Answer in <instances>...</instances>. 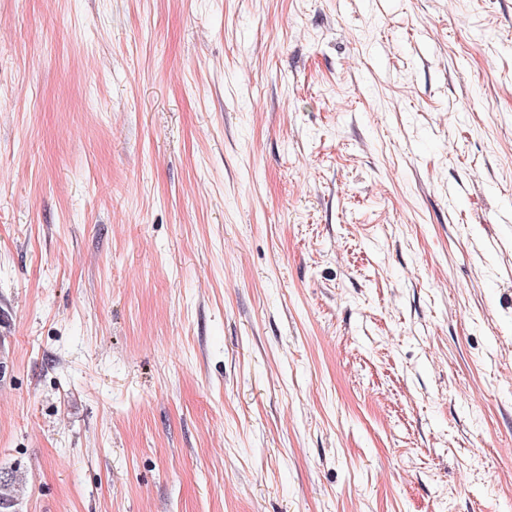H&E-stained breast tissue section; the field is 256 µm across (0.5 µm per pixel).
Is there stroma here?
Instances as JSON below:
<instances>
[{"label":"stroma","mask_w":512,"mask_h":512,"mask_svg":"<svg viewBox=\"0 0 512 512\" xmlns=\"http://www.w3.org/2000/svg\"><path fill=\"white\" fill-rule=\"evenodd\" d=\"M22 512H512V0H0Z\"/></svg>","instance_id":"35a3bbf8"}]
</instances>
